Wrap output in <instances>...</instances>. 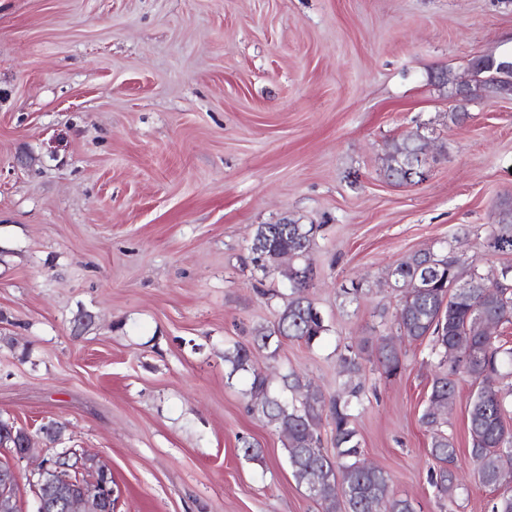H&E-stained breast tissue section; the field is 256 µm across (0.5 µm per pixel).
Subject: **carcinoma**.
Here are the masks:
<instances>
[{
    "label": "carcinoma",
    "instance_id": "carcinoma-1",
    "mask_svg": "<svg viewBox=\"0 0 512 512\" xmlns=\"http://www.w3.org/2000/svg\"><path fill=\"white\" fill-rule=\"evenodd\" d=\"M474 83L493 92L509 91L512 60L482 57L472 64ZM423 151L418 138L408 136L395 144L388 157L389 176L408 182L407 162ZM318 226L288 219L282 224H260L250 244L252 263L263 274L277 272L288 281V301L274 322L255 329L252 346L235 343L224 351L228 376L251 372L247 389L248 409L258 412L265 424L284 437L288 464L295 480L312 490L323 512H414L412 503L391 494L390 477L362 459L355 427V410L362 402L363 387L353 382L360 375L359 354L347 345L338 355L341 372L347 376L342 390L325 396L302 393L306 387L293 370L281 376L282 386L271 388L267 376L251 367L253 350H267L284 339L312 346L327 334L328 325L319 309L307 297L312 268L307 256ZM497 251H512V212L502 219L489 239ZM288 254V263L276 260ZM460 273L458 260L434 250L408 255L391 271L392 288L399 292L395 314L399 336L413 341L427 338L430 354L437 360L439 375L434 379L421 424L432 431L431 455L436 469L431 481L448 502L455 501L459 485L452 468L457 448L441 429L442 416L453 403L456 376L470 378L474 391L468 409L469 457L478 481L498 492L490 512H512V429L506 418L512 414V399L503 394L502 381L512 375V348H504L484 334L476 316L483 311L502 322L512 321V303L492 291L493 285L473 273L469 287L452 288ZM377 368L382 376L400 374V350L387 338L377 348ZM332 423L334 454L321 447L323 418Z\"/></svg>",
    "mask_w": 512,
    "mask_h": 512
}]
</instances>
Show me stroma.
I'll return each mask as SVG.
<instances>
[{
	"label": "stroma",
	"mask_w": 512,
	"mask_h": 512,
	"mask_svg": "<svg viewBox=\"0 0 512 512\" xmlns=\"http://www.w3.org/2000/svg\"><path fill=\"white\" fill-rule=\"evenodd\" d=\"M506 54L512 0H0V419L43 452L61 423L58 447L111 469L115 512H322L224 364L284 303L249 246L289 218L320 227L308 296L329 331L255 367L331 394L337 348L360 349L367 461L416 512H487L463 375L455 503L430 483L436 368L396 335L389 273L427 249L486 278L512 266L489 246L512 209V93L453 97L474 59ZM409 135L425 178L400 184L387 154ZM377 368L386 378L396 377L402 369L401 352L386 337L381 338L377 348Z\"/></svg>",
	"instance_id": "1"
}]
</instances>
